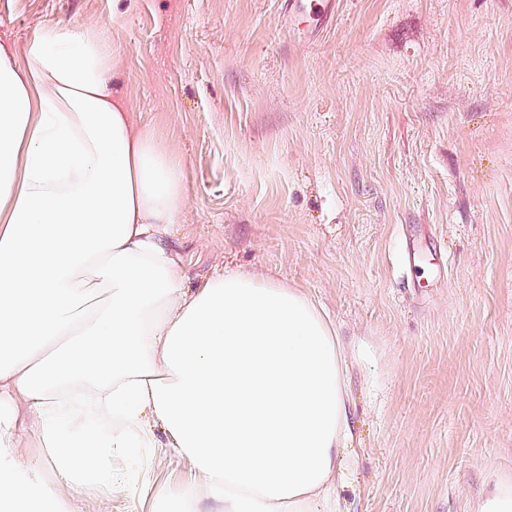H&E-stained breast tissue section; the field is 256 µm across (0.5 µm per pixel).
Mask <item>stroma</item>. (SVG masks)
Instances as JSON below:
<instances>
[{
    "label": "stroma",
    "mask_w": 512,
    "mask_h": 512,
    "mask_svg": "<svg viewBox=\"0 0 512 512\" xmlns=\"http://www.w3.org/2000/svg\"><path fill=\"white\" fill-rule=\"evenodd\" d=\"M285 12L0 0V43L109 26L130 108L185 162L190 286L239 267L323 306L351 363L345 512H475L512 477V0H338L296 34Z\"/></svg>",
    "instance_id": "obj_1"
}]
</instances>
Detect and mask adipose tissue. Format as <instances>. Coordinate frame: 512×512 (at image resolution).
I'll list each match as a JSON object with an SVG mask.
<instances>
[{"mask_svg": "<svg viewBox=\"0 0 512 512\" xmlns=\"http://www.w3.org/2000/svg\"><path fill=\"white\" fill-rule=\"evenodd\" d=\"M116 68L105 25L0 45V512L129 492L162 446L202 480L145 490L152 512H342L351 411L331 322L267 275L190 287L167 244L184 163L135 126ZM25 419L59 483L18 454Z\"/></svg>", "mask_w": 512, "mask_h": 512, "instance_id": "adipose-tissue-1", "label": "adipose tissue"}]
</instances>
